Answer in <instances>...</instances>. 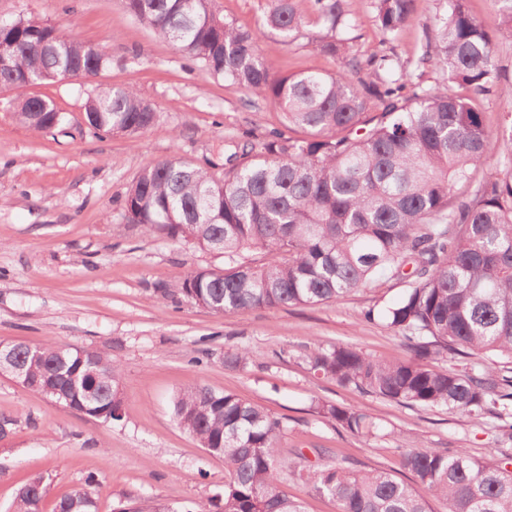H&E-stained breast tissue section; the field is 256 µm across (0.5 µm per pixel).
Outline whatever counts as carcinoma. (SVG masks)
I'll use <instances>...</instances> for the list:
<instances>
[{
  "label": "carcinoma",
  "instance_id": "cac0c4a2",
  "mask_svg": "<svg viewBox=\"0 0 512 512\" xmlns=\"http://www.w3.org/2000/svg\"><path fill=\"white\" fill-rule=\"evenodd\" d=\"M418 0H375L380 47L360 51L347 37L352 0H267L259 27L293 44L306 28L319 53L344 69L281 75L259 51L258 30L217 17L210 0H125L128 12L185 57L204 64L276 105L299 137L271 132L245 139L224 165L173 156L143 169L126 193L124 220L149 236L224 256V267L199 269L161 297L182 295L216 313L244 308L338 302L386 272L409 283L400 299L364 317L400 333L412 357L385 363L352 345L314 346L303 361L315 375L403 406L441 408L495 421L512 442V133L494 135L479 102L512 97L495 61V33L447 0L416 61L383 46L413 19ZM497 31L512 38V0H492ZM0 88L14 94V116L36 132L65 122L27 90L48 81L93 82L112 67L103 50L35 18L0 19ZM439 74L432 84L417 71ZM95 134L135 136L157 122L156 109L131 86H94L84 104ZM499 156L503 175L478 177ZM22 369L20 384L104 422L118 421L120 364L111 355L0 343ZM449 352L472 360L461 371L432 369ZM177 425L224 460V494L214 512H304L275 486L296 463L280 457L281 421L232 393L197 385L173 398ZM323 416L362 437L379 426L360 410L320 406ZM511 461L478 460L463 448L402 452L405 482L384 471L335 465L303 475L310 490L336 500L339 512H512ZM93 480L72 489L55 512H97ZM48 487L30 478L13 512H42Z\"/></svg>",
  "mask_w": 512,
  "mask_h": 512
}]
</instances>
